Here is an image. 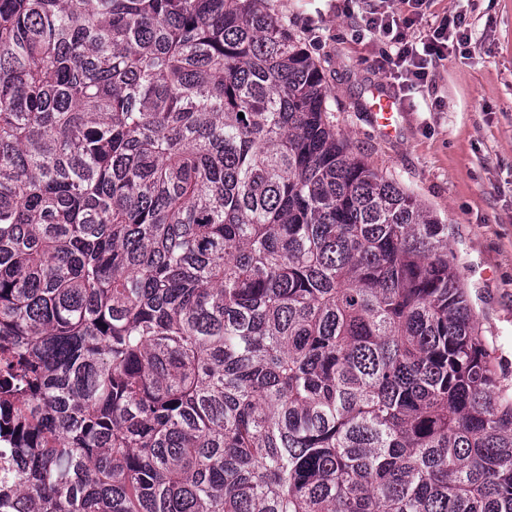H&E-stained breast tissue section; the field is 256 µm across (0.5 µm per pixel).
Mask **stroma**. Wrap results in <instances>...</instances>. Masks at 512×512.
I'll return each instance as SVG.
<instances>
[{
    "label": "stroma",
    "instance_id": "stroma-1",
    "mask_svg": "<svg viewBox=\"0 0 512 512\" xmlns=\"http://www.w3.org/2000/svg\"><path fill=\"white\" fill-rule=\"evenodd\" d=\"M320 65L337 135L448 226L458 276L502 386L512 390V0H430L422 29L465 14L468 43L424 87L400 94L398 136L366 104L388 83L375 42L358 39L342 0H266Z\"/></svg>",
    "mask_w": 512,
    "mask_h": 512
}]
</instances>
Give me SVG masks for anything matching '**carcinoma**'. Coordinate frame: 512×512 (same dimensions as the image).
<instances>
[{
	"mask_svg": "<svg viewBox=\"0 0 512 512\" xmlns=\"http://www.w3.org/2000/svg\"><path fill=\"white\" fill-rule=\"evenodd\" d=\"M256 2L0 0V512H512L448 225Z\"/></svg>",
	"mask_w": 512,
	"mask_h": 512,
	"instance_id": "obj_1",
	"label": "carcinoma"
}]
</instances>
